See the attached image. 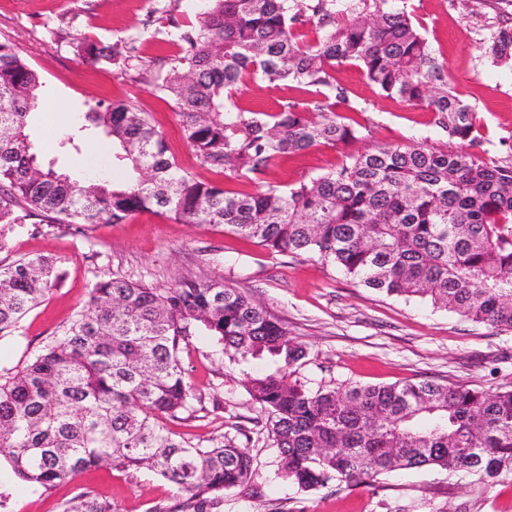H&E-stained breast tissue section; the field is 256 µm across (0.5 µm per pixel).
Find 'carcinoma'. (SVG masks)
Listing matches in <instances>:
<instances>
[{
    "mask_svg": "<svg viewBox=\"0 0 512 512\" xmlns=\"http://www.w3.org/2000/svg\"><path fill=\"white\" fill-rule=\"evenodd\" d=\"M308 25L309 43L300 39ZM174 42L158 89L202 164L252 181L280 157L325 144L341 154L336 167L284 190L227 191L179 167L134 105L99 101L85 124L53 135L58 149L78 153L91 128L109 138L104 168L120 178L82 186L38 160L26 128L44 104L42 82L0 42V253L12 251L19 228L82 232L152 210L222 226L276 254L315 255L372 291L512 331V159L472 151L475 108L453 91L407 0H206L195 20L175 24ZM482 49L493 64L512 65V16ZM77 50L121 73L132 67L117 46L82 40ZM340 64L359 67L382 96L427 109L448 141L349 150L363 126L336 111H355L334 83ZM246 78L304 84L320 99L274 114L234 112L229 102ZM63 275L46 256L0 263V334L17 330ZM201 332L231 360L278 363L244 385L268 414L281 476L300 489L423 467L487 483L512 470V389L426 381L313 390L292 378L305 348L247 295L192 277L161 288L111 272L21 368L0 371V460L46 490L102 464L145 469L182 498L153 512H208L254 469L248 449L166 425L203 403L179 359ZM63 512L116 507L80 491Z\"/></svg>",
    "mask_w": 512,
    "mask_h": 512,
    "instance_id": "1",
    "label": "carcinoma"
}]
</instances>
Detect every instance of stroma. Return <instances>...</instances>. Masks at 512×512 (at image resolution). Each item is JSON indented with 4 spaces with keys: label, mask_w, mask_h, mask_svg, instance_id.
<instances>
[{
    "label": "stroma",
    "mask_w": 512,
    "mask_h": 512,
    "mask_svg": "<svg viewBox=\"0 0 512 512\" xmlns=\"http://www.w3.org/2000/svg\"><path fill=\"white\" fill-rule=\"evenodd\" d=\"M495 2L409 0L408 9L447 63L454 91L475 108L482 151L504 158L512 155V70L492 65L480 49L499 19ZM200 5V0H0V41L12 43L39 74L46 99L64 109L63 126L82 124L88 106L100 100L133 103L199 180L255 192L282 189L333 169L338 150L320 144L280 159L253 182L213 172L196 160L172 99L161 96L151 74L90 65L76 48L86 38L131 50L138 61L152 63L176 53L171 24L192 20ZM333 76L355 107V120L367 126L357 149L443 141L430 112L381 96L359 67L337 66ZM315 97L313 88L303 85L248 80L235 95L233 109L274 113ZM53 126L45 113L34 115L30 139L35 152L42 162L80 177L79 155L61 154L50 142ZM95 252L103 253L107 270L156 286L174 285L192 273L252 296L306 347L308 355L295 376L313 389L407 381L489 391L512 386V331L464 320L420 300L374 292L313 255H277L223 228L180 223L151 211L119 224L94 225L83 235H16L14 255L56 258L65 277L16 332L0 335V369L21 367L86 304L95 282L89 271ZM181 364L206 409L203 417L172 423V430L194 439L221 434L253 457L251 482L225 491L216 512H512L510 472L484 483L422 468L381 475L369 486L333 482L301 490L281 477L267 416L244 388L256 361H229L211 343L196 339L183 349ZM82 490L111 500L118 512H153L178 499L170 483L144 470L92 468L46 491L21 483L10 466H0V512H62L63 502Z\"/></svg>",
    "instance_id": "obj_1"
}]
</instances>
